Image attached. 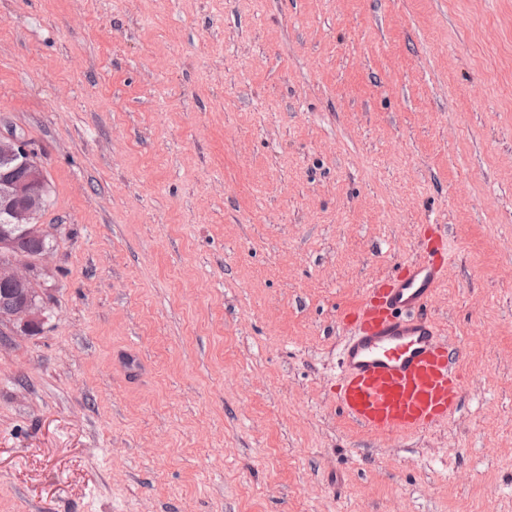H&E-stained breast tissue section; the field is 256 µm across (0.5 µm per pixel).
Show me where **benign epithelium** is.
<instances>
[{
    "mask_svg": "<svg viewBox=\"0 0 512 512\" xmlns=\"http://www.w3.org/2000/svg\"><path fill=\"white\" fill-rule=\"evenodd\" d=\"M25 163L39 179L34 185L13 181L10 164ZM47 182L35 152L17 136L0 137V211L13 217L11 223L23 228L28 239H40L50 228L39 223L38 217L46 201ZM51 252L24 251L19 240L10 234H0V287L11 291L7 307L0 310V323L31 334L45 319L43 293L35 287V277L45 266Z\"/></svg>",
    "mask_w": 512,
    "mask_h": 512,
    "instance_id": "obj_1",
    "label": "benign epithelium"
}]
</instances>
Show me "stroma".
Returning a JSON list of instances; mask_svg holds the SVG:
<instances>
[{
  "instance_id": "obj_1",
  "label": "stroma",
  "mask_w": 512,
  "mask_h": 512,
  "mask_svg": "<svg viewBox=\"0 0 512 512\" xmlns=\"http://www.w3.org/2000/svg\"><path fill=\"white\" fill-rule=\"evenodd\" d=\"M13 133L0 512H512V0H0ZM440 224L461 409L361 432L336 321ZM27 144L17 136L0 137V211L13 217L9 224L4 223L7 215L0 212V287L8 288L12 293L8 306L1 307L0 323H8L17 332L31 334L40 328L45 319L43 293L35 288V277L51 255V251L42 249L52 250L55 237L48 234L51 227L38 221L39 214L48 204L49 190L43 208L47 182L35 152ZM17 160L35 172L39 182L34 185L15 183L12 176L15 180L30 178V171L25 167H18L12 173L9 166ZM13 224L24 228L26 239H39L23 242L25 249L37 251L21 249L15 237L20 235V230L14 228ZM2 230L9 234H1Z\"/></svg>"
}]
</instances>
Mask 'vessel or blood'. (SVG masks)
I'll list each match as a JSON object with an SVG mask.
<instances>
[{
	"label": "vessel or blood",
	"mask_w": 512,
	"mask_h": 512,
	"mask_svg": "<svg viewBox=\"0 0 512 512\" xmlns=\"http://www.w3.org/2000/svg\"><path fill=\"white\" fill-rule=\"evenodd\" d=\"M446 269L426 254L404 261L343 312L336 400L354 426L408 434L457 409L456 349L430 312Z\"/></svg>",
	"instance_id": "obj_1"
}]
</instances>
